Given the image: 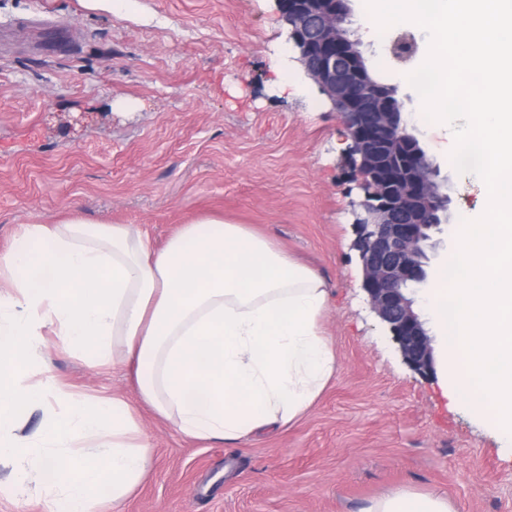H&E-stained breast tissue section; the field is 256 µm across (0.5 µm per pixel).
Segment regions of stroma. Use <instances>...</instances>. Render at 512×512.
<instances>
[{
	"label": "stroma",
	"mask_w": 512,
	"mask_h": 512,
	"mask_svg": "<svg viewBox=\"0 0 512 512\" xmlns=\"http://www.w3.org/2000/svg\"><path fill=\"white\" fill-rule=\"evenodd\" d=\"M349 25L402 119L439 167L450 223L433 234L444 266L480 186L449 160L452 136L420 118L406 76L428 53L414 24L368 35ZM411 34L417 53L394 59ZM276 0H0V252L26 224H129L163 247L206 217L243 224L325 280L323 328L336 370L287 428L236 443L182 436L148 408V472L123 512H363L399 490L447 497L455 512H512V444L440 372L411 369L362 288L347 132L307 78ZM285 70L288 90L276 82ZM48 376L136 401L123 366L96 372L57 347Z\"/></svg>",
	"instance_id": "35a3bbf8"
}]
</instances>
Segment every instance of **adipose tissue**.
I'll return each instance as SVG.
<instances>
[{
  "mask_svg": "<svg viewBox=\"0 0 512 512\" xmlns=\"http://www.w3.org/2000/svg\"><path fill=\"white\" fill-rule=\"evenodd\" d=\"M323 278L265 236L205 218L162 250L124 224H29L0 253V492L44 512H102L142 482L144 405L198 441H238L301 416L336 369ZM60 345L89 367L131 369L138 404L44 377ZM43 415L33 433V412ZM364 512H453L398 491Z\"/></svg>",
  "mask_w": 512,
  "mask_h": 512,
  "instance_id": "1",
  "label": "adipose tissue"
}]
</instances>
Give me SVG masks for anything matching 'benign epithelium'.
Here are the masks:
<instances>
[{
  "instance_id": "1",
  "label": "benign epithelium",
  "mask_w": 512,
  "mask_h": 512,
  "mask_svg": "<svg viewBox=\"0 0 512 512\" xmlns=\"http://www.w3.org/2000/svg\"><path fill=\"white\" fill-rule=\"evenodd\" d=\"M297 61L342 116L353 181L363 192L357 218L362 288L403 359L434 370L431 337L406 290L427 282L425 242L450 222L439 167L402 121L396 88L375 78L360 42L344 27L353 0H277Z\"/></svg>"
}]
</instances>
